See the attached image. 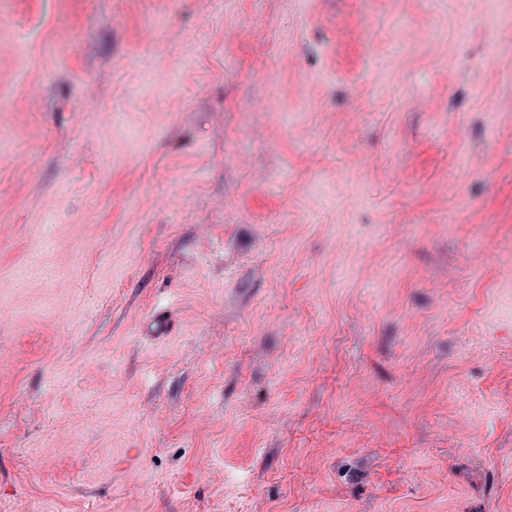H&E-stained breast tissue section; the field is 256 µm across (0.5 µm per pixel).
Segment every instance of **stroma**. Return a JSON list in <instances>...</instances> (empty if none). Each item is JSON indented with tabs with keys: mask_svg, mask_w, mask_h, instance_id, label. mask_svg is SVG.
<instances>
[{
	"mask_svg": "<svg viewBox=\"0 0 512 512\" xmlns=\"http://www.w3.org/2000/svg\"><path fill=\"white\" fill-rule=\"evenodd\" d=\"M0 512H512V0H0Z\"/></svg>",
	"mask_w": 512,
	"mask_h": 512,
	"instance_id": "stroma-1",
	"label": "stroma"
}]
</instances>
